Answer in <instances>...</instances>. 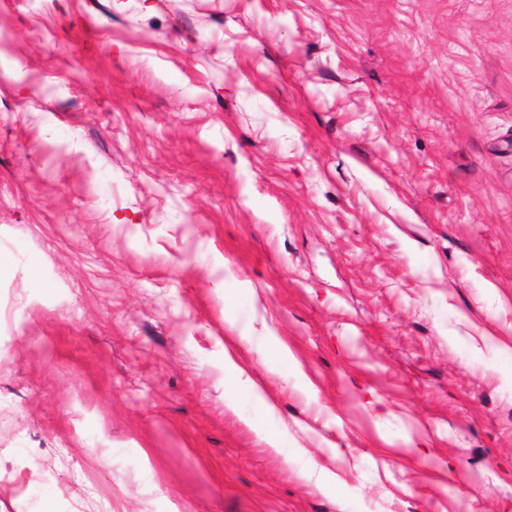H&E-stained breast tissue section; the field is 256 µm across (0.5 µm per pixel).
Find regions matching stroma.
Masks as SVG:
<instances>
[{
    "instance_id": "stroma-1",
    "label": "stroma",
    "mask_w": 512,
    "mask_h": 512,
    "mask_svg": "<svg viewBox=\"0 0 512 512\" xmlns=\"http://www.w3.org/2000/svg\"><path fill=\"white\" fill-rule=\"evenodd\" d=\"M0 512H512V0H0Z\"/></svg>"
}]
</instances>
